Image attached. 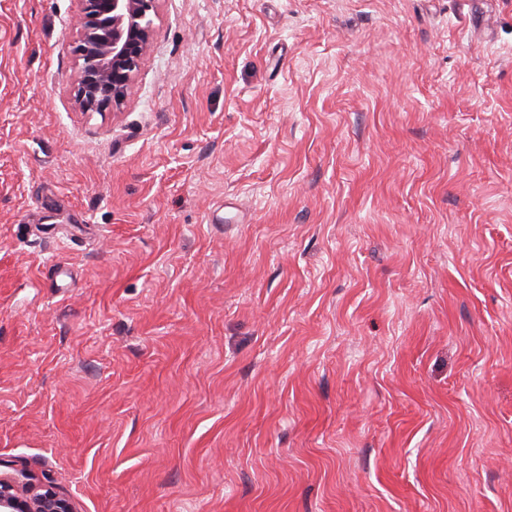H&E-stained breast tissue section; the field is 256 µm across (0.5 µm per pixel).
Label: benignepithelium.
Listing matches in <instances>:
<instances>
[{
	"mask_svg": "<svg viewBox=\"0 0 512 512\" xmlns=\"http://www.w3.org/2000/svg\"><path fill=\"white\" fill-rule=\"evenodd\" d=\"M76 25L80 40L77 101L87 111L101 112L120 104L151 35V16L159 0H81ZM0 512H78L53 486L20 483L0 471Z\"/></svg>",
	"mask_w": 512,
	"mask_h": 512,
	"instance_id": "7a95c632",
	"label": "benign epithelium"
}]
</instances>
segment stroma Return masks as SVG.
<instances>
[{"instance_id":"1","label":"stroma","mask_w":512,"mask_h":512,"mask_svg":"<svg viewBox=\"0 0 512 512\" xmlns=\"http://www.w3.org/2000/svg\"><path fill=\"white\" fill-rule=\"evenodd\" d=\"M79 8L0 0V459L78 512H512V0H159L102 114Z\"/></svg>"}]
</instances>
